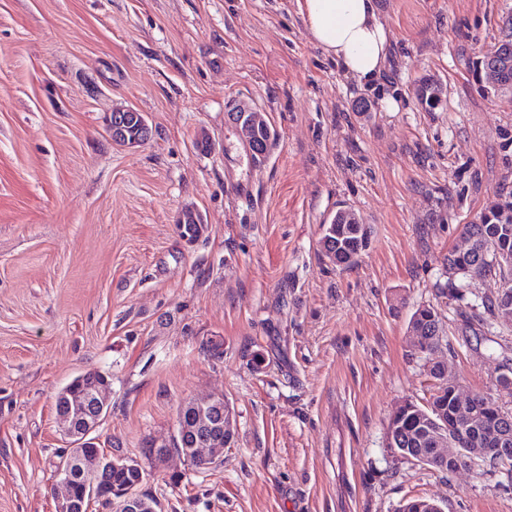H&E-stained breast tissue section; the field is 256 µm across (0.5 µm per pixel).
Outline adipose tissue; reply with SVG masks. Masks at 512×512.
<instances>
[{
  "label": "adipose tissue",
  "instance_id": "1",
  "mask_svg": "<svg viewBox=\"0 0 512 512\" xmlns=\"http://www.w3.org/2000/svg\"><path fill=\"white\" fill-rule=\"evenodd\" d=\"M313 42L345 78L374 87L392 58V42L376 0H296Z\"/></svg>",
  "mask_w": 512,
  "mask_h": 512
}]
</instances>
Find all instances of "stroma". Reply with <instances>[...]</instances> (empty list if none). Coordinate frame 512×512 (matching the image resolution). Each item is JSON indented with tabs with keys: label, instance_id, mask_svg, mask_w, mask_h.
<instances>
[{
	"label": "stroma",
	"instance_id": "35a3bbf8",
	"mask_svg": "<svg viewBox=\"0 0 512 512\" xmlns=\"http://www.w3.org/2000/svg\"><path fill=\"white\" fill-rule=\"evenodd\" d=\"M379 8L395 60L367 95L296 0H0V512H55L70 445L56 396L89 371L112 389L98 442L124 457L169 439L192 397L235 411L216 463L175 457L143 484L159 512H397L414 497L512 512V477L449 478L385 443L391 411L432 394L408 336L419 306L441 312L464 393L491 392L512 349V322L465 332L497 283L448 298L443 264L512 193V92L475 78L512 0ZM426 80L442 88L432 109ZM366 95L368 117L353 110ZM234 98L277 132L261 162L228 121ZM116 107L152 137L115 143ZM341 207L369 228L346 269L319 247ZM108 118L107 124L111 127L112 133H120L123 132V121H124V112H133L128 113L127 115V130L130 134L138 133V126L140 122V116L144 119L143 115L140 112H134L130 107H121L112 111ZM145 120V119H144Z\"/></svg>",
	"mask_w": 512,
	"mask_h": 512
}]
</instances>
